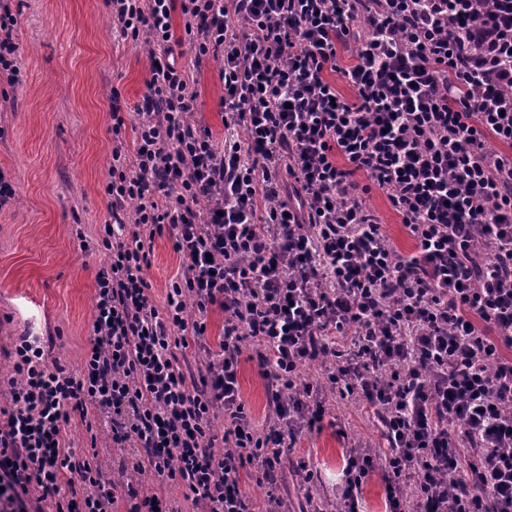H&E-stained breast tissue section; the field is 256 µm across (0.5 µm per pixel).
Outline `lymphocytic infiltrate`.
I'll return each mask as SVG.
<instances>
[{"label": "lymphocytic infiltrate", "mask_w": 512, "mask_h": 512, "mask_svg": "<svg viewBox=\"0 0 512 512\" xmlns=\"http://www.w3.org/2000/svg\"><path fill=\"white\" fill-rule=\"evenodd\" d=\"M108 5L114 33L148 45L150 77L134 116L110 94V255L81 373L24 336L0 376V512H112L120 491L129 512H170L71 448L73 416L92 412L124 469L178 485L201 512H255L248 480L265 512H286L282 461L330 395L362 404L380 437L349 459L344 512L377 471L389 512H512V0ZM15 24L0 0L11 85ZM185 43L195 62H222V141L191 120ZM375 188L413 254L383 232ZM165 232L182 271L159 307L146 272ZM246 359L275 388L272 426L242 399ZM310 362L320 382L300 378Z\"/></svg>", "instance_id": "lymphocytic-infiltrate-1"}]
</instances>
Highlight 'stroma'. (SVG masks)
I'll list each match as a JSON object with an SVG mask.
<instances>
[{
    "label": "stroma",
    "mask_w": 512,
    "mask_h": 512,
    "mask_svg": "<svg viewBox=\"0 0 512 512\" xmlns=\"http://www.w3.org/2000/svg\"><path fill=\"white\" fill-rule=\"evenodd\" d=\"M21 83L0 82V176L15 189L0 207V375L9 372L18 337L52 339L48 360L80 372L92 331L96 275L108 261L103 227L112 216L103 185L111 162L110 93L135 107L150 77L138 45L114 38L107 0H10ZM219 62L190 69L198 92L194 123L224 135ZM147 280L157 303L180 264L170 235L156 238ZM242 397L265 425L274 395L256 364L242 365ZM75 448L96 446L107 477L122 479L123 449L108 433L73 418ZM378 433L361 404L329 406L319 428L303 431L283 477L290 512H340L349 454ZM317 471L307 492L293 468Z\"/></svg>",
    "instance_id": "stroma-1"
}]
</instances>
